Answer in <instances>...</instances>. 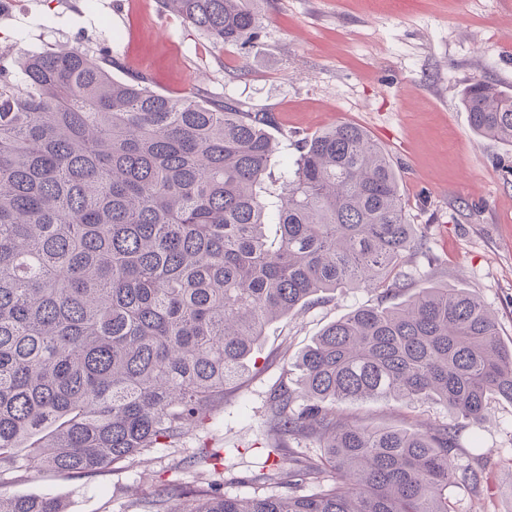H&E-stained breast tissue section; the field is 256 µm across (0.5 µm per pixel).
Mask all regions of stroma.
Instances as JSON below:
<instances>
[{"label":"stroma","instance_id":"obj_1","mask_svg":"<svg viewBox=\"0 0 512 512\" xmlns=\"http://www.w3.org/2000/svg\"><path fill=\"white\" fill-rule=\"evenodd\" d=\"M262 14L251 49L214 45L157 0H0V52L14 60L106 49L121 64L114 78L143 75L164 94L198 91L273 113L275 176L301 138L360 127L389 156L407 221L422 236L406 256L407 293L438 282L468 289L511 343L512 146L476 135L461 96L477 79L512 93V0H265ZM384 299L379 288H342L269 324L247 371L175 447L84 476L24 458L0 490L59 497L68 512H131L162 484L193 488L204 478L228 496L265 494L271 392L295 383L298 353L325 326ZM340 410L404 428L450 419L435 400L348 401ZM456 461L482 481L449 487L453 512H512V403L490 400L480 425L461 428Z\"/></svg>","mask_w":512,"mask_h":512}]
</instances>
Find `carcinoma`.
Instances as JSON below:
<instances>
[{
  "instance_id": "obj_1",
  "label": "carcinoma",
  "mask_w": 512,
  "mask_h": 512,
  "mask_svg": "<svg viewBox=\"0 0 512 512\" xmlns=\"http://www.w3.org/2000/svg\"><path fill=\"white\" fill-rule=\"evenodd\" d=\"M261 0H159L219 46H257ZM109 52L26 54L0 64V474L30 449L57 472L132 463L179 441L224 399L265 325L339 288L403 287L418 239L395 168L361 128L303 139L288 175L270 112L112 78ZM472 130L512 146V94L479 79ZM279 237L267 240L264 226ZM302 407L268 401L266 479L283 492L228 497L205 480L171 486L189 512H450L448 487L480 483L455 463L458 424L512 402V346L464 288L418 289L328 325L296 360ZM435 399L457 420L408 431L340 415L336 404ZM314 460L284 463L289 439ZM5 496L0 512H65Z\"/></svg>"
}]
</instances>
